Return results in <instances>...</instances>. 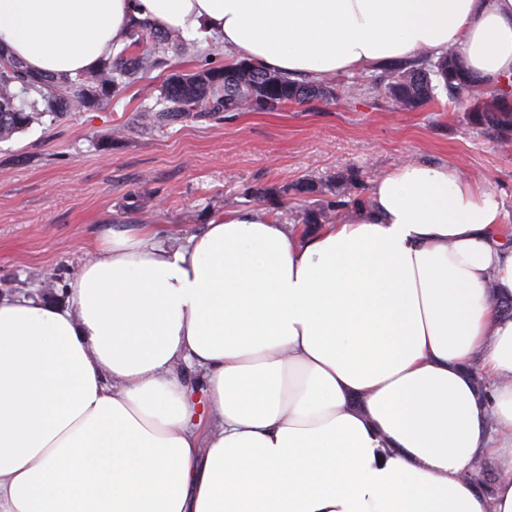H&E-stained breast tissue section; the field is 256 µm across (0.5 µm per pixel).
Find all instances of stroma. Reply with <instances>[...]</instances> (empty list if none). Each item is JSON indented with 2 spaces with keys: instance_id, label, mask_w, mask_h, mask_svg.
Masks as SVG:
<instances>
[{
  "instance_id": "35a3bbf8",
  "label": "stroma",
  "mask_w": 512,
  "mask_h": 512,
  "mask_svg": "<svg viewBox=\"0 0 512 512\" xmlns=\"http://www.w3.org/2000/svg\"><path fill=\"white\" fill-rule=\"evenodd\" d=\"M166 77L150 71L103 109L0 140L1 289L38 296V275L52 270L62 304L102 225L163 224L186 238L210 215L266 207L260 190L352 175L367 196L410 159L453 164L494 187L512 230V139H487L446 96L398 112L360 84L338 104L143 126L138 116Z\"/></svg>"
}]
</instances>
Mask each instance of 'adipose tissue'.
<instances>
[{
  "mask_svg": "<svg viewBox=\"0 0 512 512\" xmlns=\"http://www.w3.org/2000/svg\"><path fill=\"white\" fill-rule=\"evenodd\" d=\"M137 20L295 78L449 47L512 77V0H0V44L74 77ZM501 218L417 160L311 233L263 208L177 245L103 229L66 305L0 294V512H512Z\"/></svg>",
  "mask_w": 512,
  "mask_h": 512,
  "instance_id": "adipose-tissue-1",
  "label": "adipose tissue"
}]
</instances>
